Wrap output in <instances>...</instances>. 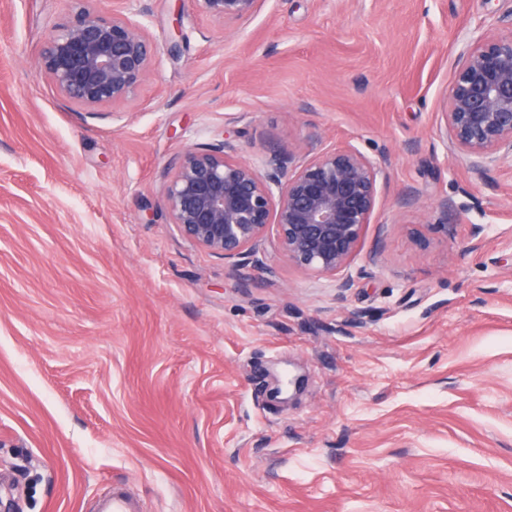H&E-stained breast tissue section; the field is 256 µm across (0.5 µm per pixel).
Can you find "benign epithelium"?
Instances as JSON below:
<instances>
[{"mask_svg": "<svg viewBox=\"0 0 512 512\" xmlns=\"http://www.w3.org/2000/svg\"><path fill=\"white\" fill-rule=\"evenodd\" d=\"M70 20L43 43L39 66L72 105L119 113L153 74V51L138 14L107 13L104 0H75ZM263 0H191L226 26L251 18ZM449 151L480 170L512 159V34L473 36L444 91ZM282 151L264 166L234 140L185 151L167 173L163 206L196 246L240 270L260 263L270 227L295 268L353 287L347 269L380 203L382 163L354 146L322 150L290 170ZM273 395L300 390V376L273 375Z\"/></svg>", "mask_w": 512, "mask_h": 512, "instance_id": "obj_1", "label": "benign epithelium"}]
</instances>
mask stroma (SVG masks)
<instances>
[{"mask_svg":"<svg viewBox=\"0 0 512 512\" xmlns=\"http://www.w3.org/2000/svg\"><path fill=\"white\" fill-rule=\"evenodd\" d=\"M110 2L144 11L154 47L118 119L39 68L72 0H0V486L19 512H90L116 482L145 512H512V168H471L440 124L468 35L512 34L500 0H265L230 27ZM228 134L253 160L382 163L353 288L290 266L275 233L238 271L170 224L167 167ZM292 369L282 404L270 374Z\"/></svg>","mask_w":512,"mask_h":512,"instance_id":"obj_1","label":"stroma"}]
</instances>
